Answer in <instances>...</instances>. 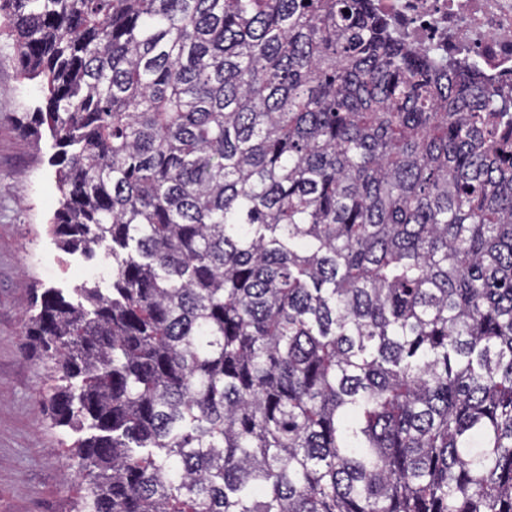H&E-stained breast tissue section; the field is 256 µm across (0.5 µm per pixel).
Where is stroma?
Listing matches in <instances>:
<instances>
[{"mask_svg": "<svg viewBox=\"0 0 512 512\" xmlns=\"http://www.w3.org/2000/svg\"><path fill=\"white\" fill-rule=\"evenodd\" d=\"M47 94L43 79L22 76L13 49H0V512H71L82 493L62 431L40 405L43 354L25 331L45 289L70 299L74 288L112 283L103 254L68 253L48 232L60 199L53 140L31 120Z\"/></svg>", "mask_w": 512, "mask_h": 512, "instance_id": "1", "label": "stroma"}]
</instances>
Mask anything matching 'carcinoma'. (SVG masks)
Instances as JSON below:
<instances>
[{
    "instance_id": "obj_1",
    "label": "carcinoma",
    "mask_w": 512,
    "mask_h": 512,
    "mask_svg": "<svg viewBox=\"0 0 512 512\" xmlns=\"http://www.w3.org/2000/svg\"><path fill=\"white\" fill-rule=\"evenodd\" d=\"M69 253L77 512H512V105L370 0H0Z\"/></svg>"
}]
</instances>
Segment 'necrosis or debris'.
<instances>
[{
  "label": "necrosis or debris",
  "instance_id": "4bbe7bcc",
  "mask_svg": "<svg viewBox=\"0 0 512 512\" xmlns=\"http://www.w3.org/2000/svg\"><path fill=\"white\" fill-rule=\"evenodd\" d=\"M412 47L476 63L498 97L512 98V0H372Z\"/></svg>",
  "mask_w": 512,
  "mask_h": 512
}]
</instances>
